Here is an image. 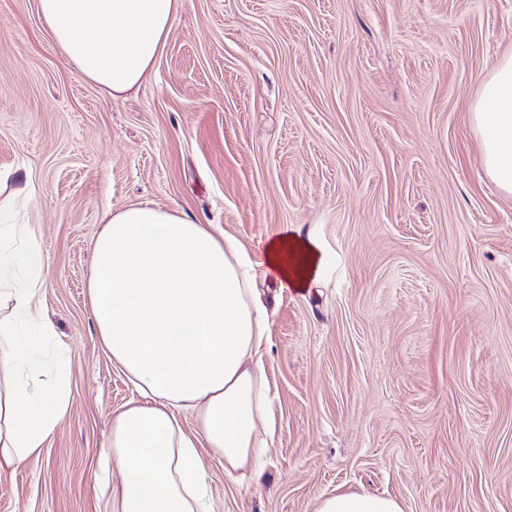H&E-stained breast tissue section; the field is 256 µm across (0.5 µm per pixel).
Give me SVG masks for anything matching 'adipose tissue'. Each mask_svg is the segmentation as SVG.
<instances>
[{
  "label": "adipose tissue",
  "instance_id": "obj_1",
  "mask_svg": "<svg viewBox=\"0 0 512 512\" xmlns=\"http://www.w3.org/2000/svg\"><path fill=\"white\" fill-rule=\"evenodd\" d=\"M181 0H37L50 37L85 79L118 97L138 89L160 57ZM487 176L512 195V54L481 81L472 112ZM324 262L288 231L257 254L239 241L145 203L106 214L87 281L97 332L141 392L112 416L103 458L118 478L107 512H212L207 459L226 473L258 469L270 413L257 349L267 327L251 303L256 268L300 290ZM47 258L35 229L0 214V472L40 459L64 419V375L35 379L48 356L43 324ZM195 413L186 431L181 411ZM316 512H404L393 497L338 493Z\"/></svg>",
  "mask_w": 512,
  "mask_h": 512
}]
</instances>
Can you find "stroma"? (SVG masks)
I'll return each mask as SVG.
<instances>
[{
  "label": "stroma",
  "instance_id": "stroma-1",
  "mask_svg": "<svg viewBox=\"0 0 512 512\" xmlns=\"http://www.w3.org/2000/svg\"><path fill=\"white\" fill-rule=\"evenodd\" d=\"M512 54V0H181L140 88L115 99L0 0V171L48 259L43 319L68 412L0 473V512H105L112 414L138 393L88 302L106 211L176 209L251 253L281 229L326 261L302 290L258 271L273 397L265 470L208 463L216 512H315L339 491L404 512H512V197L471 106Z\"/></svg>",
  "mask_w": 512,
  "mask_h": 512
}]
</instances>
